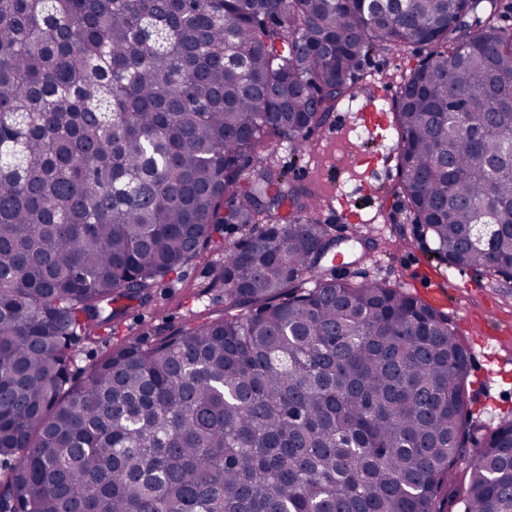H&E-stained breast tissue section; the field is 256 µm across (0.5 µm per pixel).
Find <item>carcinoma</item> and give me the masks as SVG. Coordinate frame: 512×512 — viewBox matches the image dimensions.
Listing matches in <instances>:
<instances>
[{
  "instance_id": "cac0c4a2",
  "label": "carcinoma",
  "mask_w": 512,
  "mask_h": 512,
  "mask_svg": "<svg viewBox=\"0 0 512 512\" xmlns=\"http://www.w3.org/2000/svg\"><path fill=\"white\" fill-rule=\"evenodd\" d=\"M481 3L0 0V512H512V417L475 424L448 316L326 277L312 191L249 172L361 58L426 46L397 196L439 261L512 279V32L492 0L459 28ZM224 224L249 228L210 268L224 315L72 383ZM108 343L83 344L76 346L73 361L70 364V377L75 382H80L85 376V369L97 360L108 349Z\"/></svg>"
}]
</instances>
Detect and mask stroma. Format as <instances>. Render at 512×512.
Segmentation results:
<instances>
[{
    "instance_id": "35a3bbf8",
    "label": "stroma",
    "mask_w": 512,
    "mask_h": 512,
    "mask_svg": "<svg viewBox=\"0 0 512 512\" xmlns=\"http://www.w3.org/2000/svg\"><path fill=\"white\" fill-rule=\"evenodd\" d=\"M426 54L423 46L370 54L357 73L356 96L342 103L332 117L333 122L344 123L346 134L330 140L322 127L308 135L302 150L274 142L260 150L258 157L291 175L305 171L304 185L323 204L320 219L330 224L342 241L338 252L344 261L342 277L385 281L423 301L429 298L428 284L440 285L437 308L447 315L470 351L469 391L474 418L479 425H494L512 413V284H494L472 271L435 260L429 252L431 239L422 237L409 223L391 194L398 182L394 77L415 68ZM378 83L386 84L388 93L376 103L383 127L373 137L363 124L361 107ZM348 156L367 158L368 164L338 167V160ZM353 211L362 217L361 234L376 242L371 253H364L362 246L349 238L345 215ZM245 234L244 227L225 225L203 257L159 281L152 306L130 303L122 323L112 333L113 340L132 338L150 343L189 321L222 316L224 292L208 288L209 263Z\"/></svg>"
}]
</instances>
